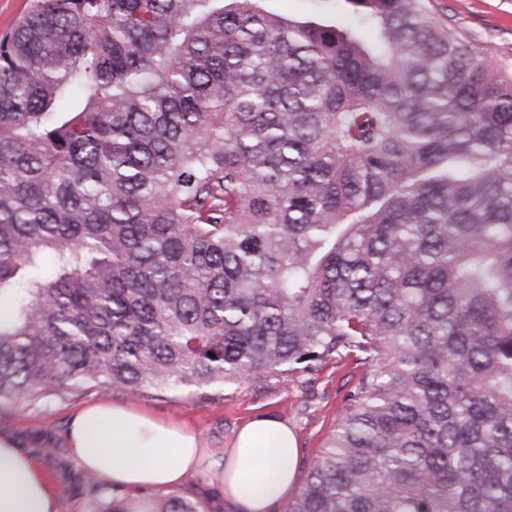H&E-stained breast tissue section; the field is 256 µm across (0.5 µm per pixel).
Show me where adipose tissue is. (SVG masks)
Segmentation results:
<instances>
[{"label": "adipose tissue", "mask_w": 512, "mask_h": 512, "mask_svg": "<svg viewBox=\"0 0 512 512\" xmlns=\"http://www.w3.org/2000/svg\"><path fill=\"white\" fill-rule=\"evenodd\" d=\"M67 444L76 464L130 492L181 484L209 456L178 424L109 402L79 407ZM297 446L287 424L261 417L244 425L225 451L219 484L234 512H273L287 502L296 478ZM0 512H58V498L18 439L0 432Z\"/></svg>", "instance_id": "obj_1"}]
</instances>
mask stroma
Here are the masks:
<instances>
[{
    "label": "stroma",
    "instance_id": "obj_1",
    "mask_svg": "<svg viewBox=\"0 0 512 512\" xmlns=\"http://www.w3.org/2000/svg\"><path fill=\"white\" fill-rule=\"evenodd\" d=\"M431 9L435 17L451 19L456 28L487 47L499 64L512 68V0H432ZM362 373V366L349 360L327 364L299 380L274 378L256 385L147 388L137 396L120 387L88 385L62 395L0 403V431L14 434L47 477L54 478L55 465L41 449L48 443L61 457H68L65 437L71 414L87 402L135 405L157 418L181 424L198 436L216 460L231 447L245 423L272 416L293 432L297 470L303 476L334 429L343 401L358 385ZM173 493L198 504L201 512H232L215 471L207 464L174 487Z\"/></svg>",
    "mask_w": 512,
    "mask_h": 512
}]
</instances>
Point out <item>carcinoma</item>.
I'll list each match as a JSON object with an SVG mask.
<instances>
[{
	"label": "carcinoma",
	"mask_w": 512,
	"mask_h": 512,
	"mask_svg": "<svg viewBox=\"0 0 512 512\" xmlns=\"http://www.w3.org/2000/svg\"><path fill=\"white\" fill-rule=\"evenodd\" d=\"M263 2L0 37V403L353 358L285 512H512V70L429 0ZM264 5L271 10L297 16L319 14L322 18H331L340 13L339 20L342 23L351 24L353 21L351 15L343 11L345 7L342 4H317L313 0H270Z\"/></svg>",
	"instance_id": "obj_1"
}]
</instances>
